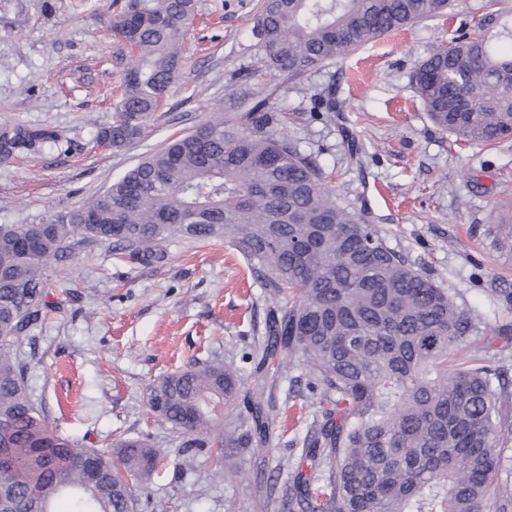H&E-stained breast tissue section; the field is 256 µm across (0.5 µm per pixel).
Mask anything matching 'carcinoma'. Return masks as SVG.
Instances as JSON below:
<instances>
[{
  "label": "carcinoma",
  "mask_w": 512,
  "mask_h": 512,
  "mask_svg": "<svg viewBox=\"0 0 512 512\" xmlns=\"http://www.w3.org/2000/svg\"><path fill=\"white\" fill-rule=\"evenodd\" d=\"M450 0H267L253 28L268 66L290 77L388 32L443 13ZM193 0H132L112 18L129 50L112 146L138 137L181 63ZM496 10L477 30L434 47L411 81L433 123L472 146L512 138V24ZM268 99L209 120L149 155L103 193L45 224L0 225V512H133L160 450L133 438L113 451L53 430L31 400L17 351L49 306L46 283L74 238L109 244L143 263L174 238L230 243L272 298L288 296L255 352L245 429L223 431L241 375L195 363L149 387L151 411L185 448H263L275 418L269 373L307 371L318 415L301 441L311 480L295 470L280 512H512L500 444L512 436L492 360L457 358L476 329L430 273L392 249L363 214L336 204ZM46 130L0 124V160L37 151Z\"/></svg>",
  "instance_id": "carcinoma-1"
}]
</instances>
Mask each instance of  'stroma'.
I'll use <instances>...</instances> for the list:
<instances>
[{
    "label": "stroma",
    "mask_w": 512,
    "mask_h": 512,
    "mask_svg": "<svg viewBox=\"0 0 512 512\" xmlns=\"http://www.w3.org/2000/svg\"><path fill=\"white\" fill-rule=\"evenodd\" d=\"M126 0H0V122L52 131L35 153L0 162V224H44L104 192L146 155L243 99L270 98L286 129L336 187L338 205L365 211L388 245L431 273L472 312L463 359L496 358L512 380V140L469 147L430 120L411 83L416 63L475 24L490 0H454L447 13L370 40L343 58L288 77L271 70L252 34L266 0H195L182 66L142 135L97 141L112 123L126 64L110 24ZM54 308L22 345L27 383L52 428L92 448L120 437L163 449L134 512H262L269 479L312 472L300 442L316 408L288 398L306 379L276 376L273 446L183 448L148 406L149 386L197 361L248 374L271 298L221 241L175 239L146 265L96 242L75 244L47 281Z\"/></svg>",
    "instance_id": "obj_1"
}]
</instances>
